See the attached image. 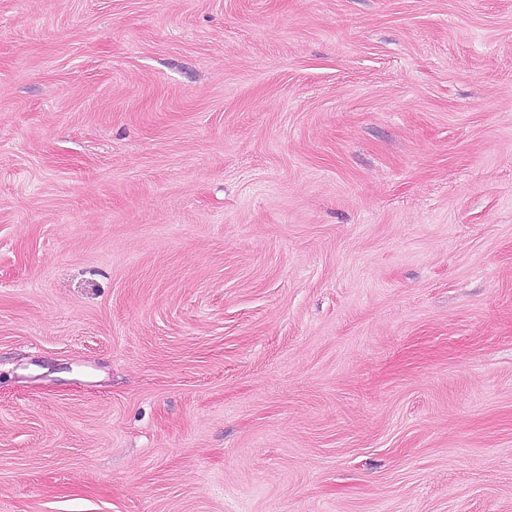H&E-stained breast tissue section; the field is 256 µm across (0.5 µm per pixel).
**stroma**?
I'll use <instances>...</instances> for the list:
<instances>
[{
	"instance_id": "1",
	"label": "stroma",
	"mask_w": 512,
	"mask_h": 512,
	"mask_svg": "<svg viewBox=\"0 0 512 512\" xmlns=\"http://www.w3.org/2000/svg\"><path fill=\"white\" fill-rule=\"evenodd\" d=\"M0 512H512V0H0Z\"/></svg>"
}]
</instances>
